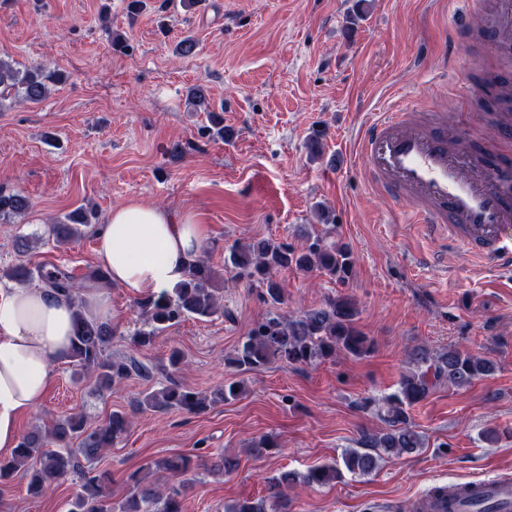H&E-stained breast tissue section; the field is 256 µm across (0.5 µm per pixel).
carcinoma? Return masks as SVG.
Instances as JSON below:
<instances>
[{
  "mask_svg": "<svg viewBox=\"0 0 512 512\" xmlns=\"http://www.w3.org/2000/svg\"><path fill=\"white\" fill-rule=\"evenodd\" d=\"M64 81V74L46 64L19 69L0 56V106L7 101H42L50 87ZM30 201L19 193L0 191V217L8 218L27 211ZM94 213L83 207L69 212L64 220L50 225V233L58 244L83 236L91 228ZM15 250L22 261L0 275L18 284L35 280L71 296H78L82 284L64 267L31 266L24 260L30 250L29 240L20 237ZM229 262L237 275L263 286L262 298L271 304L284 301L283 288L274 278L279 270L318 271L341 282L349 278L354 256L349 244L327 243L319 237L300 246L255 238L247 243L235 242L230 247ZM224 282L217 279L213 267L201 256L188 263L183 281L157 297L137 302L143 317L142 326L134 332L132 343L138 349L151 346L156 336L188 318L224 315L219 293ZM359 308L349 296L330 298L317 310L299 317L269 316L256 322L234 350L228 363L242 371H254L279 361L284 366L313 365L336 356L362 357L372 350V341L357 327ZM115 330L106 322L78 315L71 337L69 362L75 377H95L96 389L112 387L138 375L151 377V369L134 357L114 358L107 354ZM492 361L459 349L431 351L423 346L408 353V369L401 375L397 389L377 403V415L384 424L379 432H368L361 440L362 449L343 454L346 469L358 476H370L379 468L383 456L411 454L423 447L422 435L410 420V409L425 400L443 382L466 388L474 381L490 375ZM242 388L232 382L222 387L212 399L169 375L158 390L136 400L135 410L167 412L178 410L188 414L206 412L212 404L234 399ZM130 416L114 411L100 425H92L81 413L56 418L48 425L37 426L22 435L16 448L0 455V481L5 483L21 473L27 478V493L40 497L69 478L78 479L77 490L67 502V512H184L182 488L192 481L190 457L174 454L148 462L131 476L128 495L112 501V475L98 470L95 464L127 433ZM236 458L218 454L211 458L212 470L224 474L236 471ZM163 472L179 481V486L165 491L148 479L149 474ZM340 475L334 464L308 469L303 474L283 472L271 479L268 495L259 499L243 498L225 508V512H281L287 508V490L300 480L310 487H323Z\"/></svg>",
  "mask_w": 512,
  "mask_h": 512,
  "instance_id": "obj_1",
  "label": "carcinoma"
}]
</instances>
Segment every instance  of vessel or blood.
Instances as JSON below:
<instances>
[{
	"label": "vessel or blood",
	"instance_id": "b4317fda",
	"mask_svg": "<svg viewBox=\"0 0 512 512\" xmlns=\"http://www.w3.org/2000/svg\"><path fill=\"white\" fill-rule=\"evenodd\" d=\"M484 27L505 49L512 0H494ZM370 181L381 194L408 203L415 223L449 248L512 271V157L489 154L476 166L467 143L449 146L444 122H422L409 107L379 112L358 134ZM502 512H512V480L481 482Z\"/></svg>",
	"mask_w": 512,
	"mask_h": 512
}]
</instances>
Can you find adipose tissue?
<instances>
[{
    "mask_svg": "<svg viewBox=\"0 0 512 512\" xmlns=\"http://www.w3.org/2000/svg\"><path fill=\"white\" fill-rule=\"evenodd\" d=\"M203 245V229L191 214L131 199L113 208L100 228L96 263L110 284L157 296L183 278L187 260ZM79 311L110 319L107 290L91 285L75 299L45 287L0 289L1 452L15 448L22 416L45 396L52 366L67 360Z\"/></svg>",
    "mask_w": 512,
    "mask_h": 512,
    "instance_id": "obj_1",
    "label": "adipose tissue"
}]
</instances>
